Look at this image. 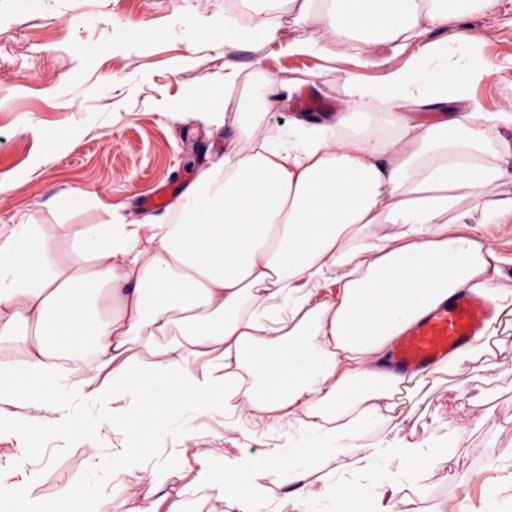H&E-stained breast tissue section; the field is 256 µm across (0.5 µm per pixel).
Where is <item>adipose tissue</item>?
I'll list each match as a JSON object with an SVG mask.
<instances>
[{
  "instance_id": "1",
  "label": "adipose tissue",
  "mask_w": 512,
  "mask_h": 512,
  "mask_svg": "<svg viewBox=\"0 0 512 512\" xmlns=\"http://www.w3.org/2000/svg\"><path fill=\"white\" fill-rule=\"evenodd\" d=\"M225 0L226 17L257 43L294 34L292 49L320 58L342 50L369 55L378 40L407 47L429 29L458 23L498 0ZM316 23L320 32L305 35ZM441 69L423 77L426 61ZM486 63L459 72L448 44L424 43L384 80L350 75L345 99L325 123L295 120L287 146L240 102L208 101L204 117L236 124L224 156L199 174L174 217L125 224H33L0 228V342L19 358L0 359V394L46 397L64 354L92 350L90 371L112 368V425L137 433L144 393L157 382L207 409L223 399L227 428L242 410L267 426L293 419L346 472L380 459L404 467L446 462L444 448L422 449L402 434V410L428 385L465 364L491 371L507 337L459 350L424 374L387 365L395 338L462 290L512 308L499 286L503 260L462 218L512 223V100L485 113L471 88L496 73ZM449 107L435 121L427 107ZM331 301L312 296L326 281ZM212 367L196 370L195 358ZM385 434L366 442L370 422ZM242 484L230 461H203L199 483L240 512H263L256 481L287 479L292 503L307 487L272 463Z\"/></svg>"
}]
</instances>
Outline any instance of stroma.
Listing matches in <instances>:
<instances>
[{
    "label": "stroma",
    "instance_id": "1",
    "mask_svg": "<svg viewBox=\"0 0 512 512\" xmlns=\"http://www.w3.org/2000/svg\"><path fill=\"white\" fill-rule=\"evenodd\" d=\"M225 0H0V226L120 224L153 218L141 198L157 183L181 189L224 154L227 126L194 116L197 93L223 99L248 94L256 69L298 83L287 105L264 111L263 123L287 137L295 119L329 120L345 98L343 76L376 80L400 68L417 44L396 49L382 41L366 58L327 61L286 50L289 35L259 47L224 43ZM468 40L454 59L481 60L501 70L474 93L486 110L512 98V0L462 21ZM237 80L224 85V64ZM82 196L61 210L62 194ZM472 236L503 257L501 285L512 288V223L483 225L479 213L465 216ZM493 373L462 366L447 381L427 386L416 405H404V435L442 446L460 430L465 441L446 464L407 473L399 492L387 480L340 473L364 485L365 512H436L475 482L473 507L494 501V512L512 504V349L499 355ZM75 371L63 369L54 396L16 405L0 402V512H57L62 491L93 501L105 496L110 512H126L136 500L142 512H157V495L140 480L143 468L164 471L162 493L182 497L186 512H238L216 502L197 483L199 450L211 458H237L244 469L271 459L277 445L303 448L284 459L285 468L306 474L307 512H337L320 465L325 451L307 453L311 441L297 424L273 428L241 418L239 432L226 430L221 398L202 410L178 397L165 382L151 397L173 406L150 435L119 432L109 422L106 400L71 390ZM464 392H457V384ZM490 420H482L485 409ZM29 484L20 498L13 486Z\"/></svg>",
    "mask_w": 512,
    "mask_h": 512
}]
</instances>
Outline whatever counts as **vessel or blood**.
<instances>
[{
  "instance_id": "1",
  "label": "vessel or blood",
  "mask_w": 512,
  "mask_h": 512,
  "mask_svg": "<svg viewBox=\"0 0 512 512\" xmlns=\"http://www.w3.org/2000/svg\"><path fill=\"white\" fill-rule=\"evenodd\" d=\"M178 189L173 181L157 185L142 203L154 209L167 207ZM491 320V309L482 296L460 292L406 329L391 350V362L405 372L427 371L459 349L485 340Z\"/></svg>"
}]
</instances>
